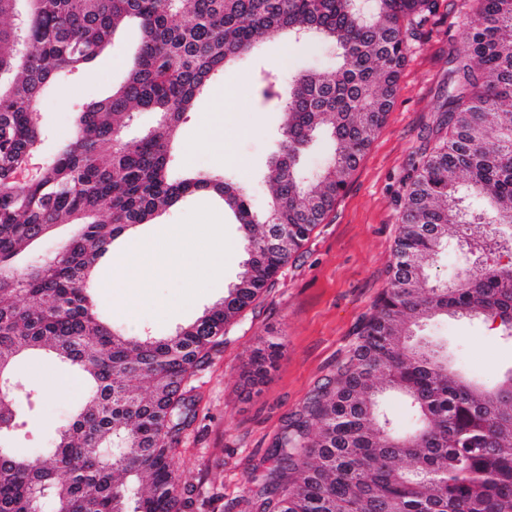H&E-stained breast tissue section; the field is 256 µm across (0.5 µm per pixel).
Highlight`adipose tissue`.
<instances>
[{"instance_id":"adipose-tissue-1","label":"adipose tissue","mask_w":512,"mask_h":512,"mask_svg":"<svg viewBox=\"0 0 512 512\" xmlns=\"http://www.w3.org/2000/svg\"><path fill=\"white\" fill-rule=\"evenodd\" d=\"M241 106L236 88L218 94L204 127L205 140L218 158L229 155L224 120ZM224 241L215 223L158 224L149 235L134 238L114 254L113 276L101 281L103 291L119 289L125 307L160 306L151 288L154 281L174 277L184 281L187 302H194L202 288L224 271Z\"/></svg>"}]
</instances>
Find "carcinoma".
Returning <instances> with one entry per match:
<instances>
[{
    "label": "carcinoma",
    "instance_id": "cac0c4a2",
    "mask_svg": "<svg viewBox=\"0 0 512 512\" xmlns=\"http://www.w3.org/2000/svg\"><path fill=\"white\" fill-rule=\"evenodd\" d=\"M465 42L451 49L435 145L401 198L390 281L358 341L288 420L269 450L251 512H512V373L488 391L448 364L411 328L448 314L498 323L512 339V0H472ZM438 0H0V512H186L192 497L171 468L179 433L195 419L187 381L224 344L226 329L334 209L385 123L408 37ZM134 25L141 39L112 94L79 105L76 124L36 182L15 173L46 135L36 106L75 81ZM336 46L334 72L308 69L262 94L283 114L282 142L264 173L272 195L256 211L249 189L216 173L171 174L170 149L213 77L269 35ZM141 111L155 124L126 131ZM333 145L312 179L301 161L319 136ZM486 207L470 211L458 184ZM224 207L252 257L248 283L164 339L128 336L101 315L93 274L114 242L198 194ZM74 232L44 258L49 230ZM483 231L474 268L451 285L421 288L448 230ZM283 337H262L246 364L263 381ZM77 372L87 395L54 443L23 454L16 427L44 385L21 377L25 356ZM393 393L421 421L393 434L380 409Z\"/></svg>",
    "mask_w": 512,
    "mask_h": 512
}]
</instances>
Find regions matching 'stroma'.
<instances>
[{
    "mask_svg": "<svg viewBox=\"0 0 512 512\" xmlns=\"http://www.w3.org/2000/svg\"><path fill=\"white\" fill-rule=\"evenodd\" d=\"M469 8L468 0H438L437 10L414 27L386 122L334 210L256 305L227 328L223 345L188 382L197 416L179 435L172 468L182 487L192 492L193 512H241V503L256 489L255 476L265 469L267 449L349 354L361 321L386 288L401 196L413 163L433 143L431 130L447 82L448 49L465 41L467 32L458 18ZM139 41L138 28L129 27L79 82L46 89L38 105L47 132L40 162L50 160L71 134L74 101L100 100L123 81ZM310 68L335 70V46L320 41L299 44L281 34L270 35L226 71L212 94L188 113L173 169L217 171L246 183L253 207L264 211L270 191L263 175L280 148L282 113L277 105L264 102L259 79L266 71L288 75ZM229 85L236 86L245 107L226 117L224 136L234 158L223 164L203 142L202 132L215 92ZM221 233L232 252L224 258L223 274L212 279L193 303L185 302L181 281L164 279L153 290L162 308L143 305L130 311L119 296L102 293L98 303L104 316L128 333L166 337L221 302L245 259L238 225L225 219ZM472 265V256L452 232L433 261L431 276L449 283ZM415 333L442 342L449 361L461 364L467 376L485 386H495L512 371V340L503 338L495 324L456 315L428 322ZM269 335L285 336L286 344L257 392L246 394V363L259 338ZM84 395L85 384L79 380L58 395L43 396L35 415L16 433L19 451L48 447L53 428L72 415Z\"/></svg>",
    "mask_w": 512,
    "mask_h": 512,
    "instance_id": "35a3bbf8",
    "label": "stroma"
}]
</instances>
